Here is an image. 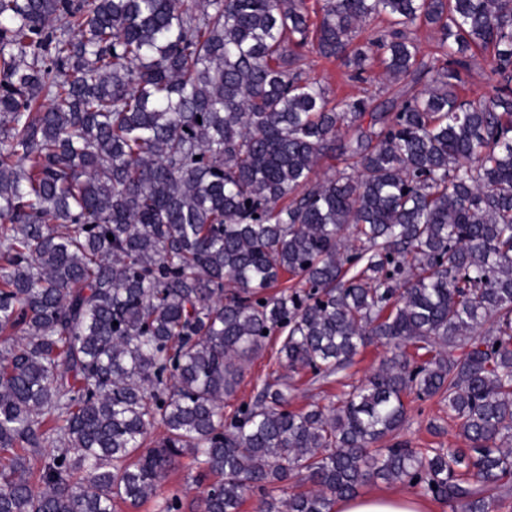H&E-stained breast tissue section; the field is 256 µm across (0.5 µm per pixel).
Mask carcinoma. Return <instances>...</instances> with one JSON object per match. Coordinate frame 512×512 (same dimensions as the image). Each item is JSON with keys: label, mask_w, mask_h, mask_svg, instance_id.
Wrapping results in <instances>:
<instances>
[{"label": "carcinoma", "mask_w": 512, "mask_h": 512, "mask_svg": "<svg viewBox=\"0 0 512 512\" xmlns=\"http://www.w3.org/2000/svg\"><path fill=\"white\" fill-rule=\"evenodd\" d=\"M303 49L397 88L334 102ZM477 50L491 93L464 99ZM274 335L316 381L389 356L327 408L277 381L224 415ZM411 394L466 447H375ZM0 453V512H181L184 457L202 512H332L377 479L503 507L512 0H0ZM196 470L189 458H183L176 471L166 479L163 490L178 493L183 502L182 512H201L202 487L195 482Z\"/></svg>", "instance_id": "1"}]
</instances>
